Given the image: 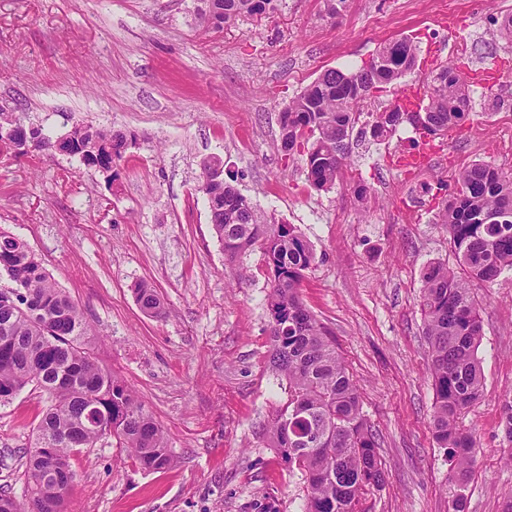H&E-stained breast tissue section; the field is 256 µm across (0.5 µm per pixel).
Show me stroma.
<instances>
[{
	"label": "stroma",
	"mask_w": 512,
	"mask_h": 512,
	"mask_svg": "<svg viewBox=\"0 0 512 512\" xmlns=\"http://www.w3.org/2000/svg\"><path fill=\"white\" fill-rule=\"evenodd\" d=\"M197 0H0V105L59 135L78 122L124 131L117 178L54 151L0 153V227L25 240L79 305L101 366L122 379L164 428L173 456L142 470L112 440L70 456L71 512H301L303 481L260 429L288 398L267 363L270 274L243 256L237 285L209 222L198 178L220 160L224 178L258 209L297 227L316 251L299 291L328 327L379 437L386 474L362 512H448L450 465L433 435L434 390L421 309L422 275L456 267L436 223L438 180L484 161L512 170V41L484 33L483 16L512 0H277L274 11L207 29ZM457 16L451 31L444 22ZM409 36L418 63L498 83H473L469 116L417 171L397 149L427 151L410 124L377 141L353 134L346 178L310 186L300 154L280 142V114L325 70L356 71ZM469 53L458 55L459 43ZM368 187L359 202L356 184ZM167 316L143 313L140 283ZM481 305V398L462 415L477 447L467 512H503L512 495L502 407L512 400V271L472 282ZM49 405L30 385L0 406V489L26 494L25 455Z\"/></svg>",
	"instance_id": "1"
}]
</instances>
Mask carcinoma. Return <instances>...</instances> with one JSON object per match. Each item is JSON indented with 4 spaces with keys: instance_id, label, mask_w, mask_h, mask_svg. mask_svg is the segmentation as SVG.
<instances>
[{
    "instance_id": "cac0c4a2",
    "label": "carcinoma",
    "mask_w": 512,
    "mask_h": 512,
    "mask_svg": "<svg viewBox=\"0 0 512 512\" xmlns=\"http://www.w3.org/2000/svg\"><path fill=\"white\" fill-rule=\"evenodd\" d=\"M276 0H216L225 23L263 15ZM409 37L384 44L354 73L328 69L281 113L282 142L305 157L307 180L328 190L344 175L360 105L400 79L417 63ZM427 119L436 135L465 122L469 89L449 61L426 78ZM410 111L395 104L372 114L371 136L383 139ZM128 147L127 135L89 123L74 125L69 156L87 166L113 169ZM204 164L198 189L206 197L210 223L232 265L260 251L271 273V367L288 384V399L262 427L266 447L276 449L288 469L301 474L303 512H360L362 497L383 487L378 439L362 412L358 389L331 341V331L303 303L299 288L315 263L313 246L291 224L265 215ZM437 223L448 227L460 270L433 264L423 274L422 311L434 385L432 425L451 462L450 512H466L465 494L476 447L460 426L464 411L480 399L484 378L478 347L480 304L473 279L492 282L512 270V173L475 161L461 169L454 190L437 202ZM140 308L164 313L156 290L134 289ZM35 385L51 404L36 427L27 454V498L38 512H67L63 486L74 474L69 458L103 438L115 440L145 471L172 463L168 439L145 405L91 353L88 326L66 290L52 279L25 241L0 230V406Z\"/></svg>"
}]
</instances>
